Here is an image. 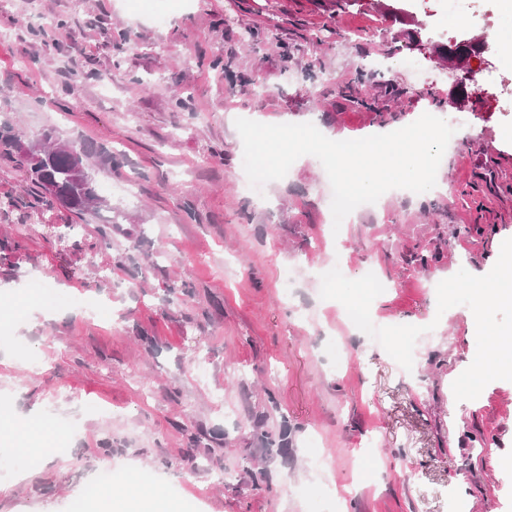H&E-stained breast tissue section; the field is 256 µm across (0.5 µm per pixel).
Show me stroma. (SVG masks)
Wrapping results in <instances>:
<instances>
[{"label": "stroma", "instance_id": "obj_1", "mask_svg": "<svg viewBox=\"0 0 512 512\" xmlns=\"http://www.w3.org/2000/svg\"><path fill=\"white\" fill-rule=\"evenodd\" d=\"M467 9L460 27L448 0H0V124L114 158L93 165L106 208L75 228L0 153V242L19 243L0 257V512H84L108 467L113 489L160 487L181 512H512V381L456 401L476 332L467 306L437 311L440 281L485 275L512 238V62L496 41L511 22L498 0ZM43 18L65 21L56 39ZM472 38L458 93L435 53ZM400 56L426 80L390 70ZM421 112L466 120L445 192H390L337 227L314 156L264 199L245 189L236 119L347 140ZM435 248L431 273L405 260ZM338 261L382 283L372 321L425 327L413 375L321 299ZM168 283L188 295L169 302ZM259 418L287 429V451L260 448ZM185 426L223 431V482Z\"/></svg>", "mask_w": 512, "mask_h": 512}]
</instances>
